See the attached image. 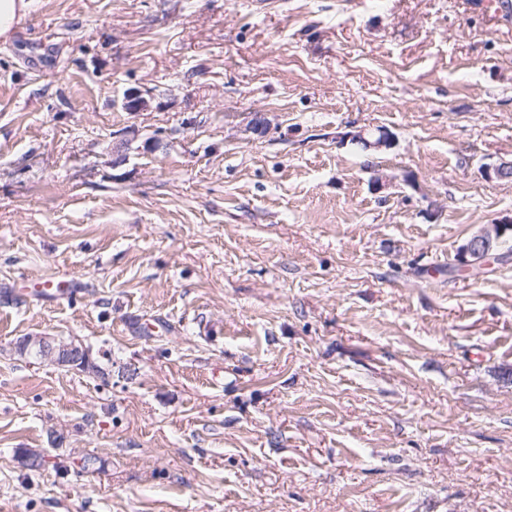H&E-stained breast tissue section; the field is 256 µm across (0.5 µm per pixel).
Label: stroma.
Segmentation results:
<instances>
[{
  "label": "stroma",
  "mask_w": 512,
  "mask_h": 512,
  "mask_svg": "<svg viewBox=\"0 0 512 512\" xmlns=\"http://www.w3.org/2000/svg\"><path fill=\"white\" fill-rule=\"evenodd\" d=\"M479 2L34 0L0 41V512H512V256L456 271L512 222ZM40 335L106 378L14 354ZM369 136V137H368ZM392 135L385 128H378L373 135L370 131H361L353 137V141L364 146L366 150L389 148L392 144ZM512 226L510 224H491L489 228L483 230L478 235L471 238L468 243L462 248L459 254V265L461 268L467 269L471 265L472 261L469 259L474 254H480L485 251L486 256L489 255L487 249L490 242L495 239H501L500 242L494 243L493 247L497 246V249L507 244L508 248L512 249ZM509 232V233H508ZM508 233V234H507ZM505 236V237H504Z\"/></svg>",
  "instance_id": "35a3bbf8"
}]
</instances>
